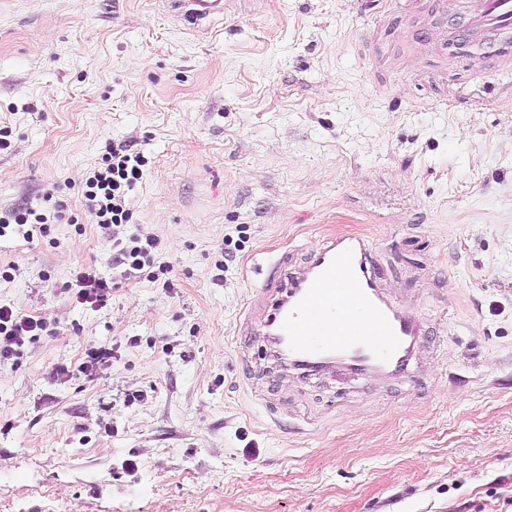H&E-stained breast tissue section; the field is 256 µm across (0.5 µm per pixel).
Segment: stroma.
Returning <instances> with one entry per match:
<instances>
[{
	"label": "stroma",
	"instance_id": "obj_1",
	"mask_svg": "<svg viewBox=\"0 0 512 512\" xmlns=\"http://www.w3.org/2000/svg\"><path fill=\"white\" fill-rule=\"evenodd\" d=\"M224 2L191 32L164 0H0V213L67 203L0 237V306L53 325L0 366V512H512V66L449 53L472 0ZM110 142L148 160L125 235L163 280L83 206ZM336 234L424 324L413 379L303 378L246 328L267 261ZM85 272L107 307L69 299ZM112 354H114V349L106 346L90 350L87 352L83 361L78 365V371L89 380H94L98 370L109 364Z\"/></svg>",
	"mask_w": 512,
	"mask_h": 512
}]
</instances>
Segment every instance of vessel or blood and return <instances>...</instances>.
<instances>
[{"label":"vessel or blood","instance_id":"1","mask_svg":"<svg viewBox=\"0 0 512 512\" xmlns=\"http://www.w3.org/2000/svg\"><path fill=\"white\" fill-rule=\"evenodd\" d=\"M183 25L195 29L223 14L224 0H167ZM476 37L492 36L490 55L512 62V0H478L467 14ZM266 310L254 319L270 351L308 376L343 368L354 374L405 375L422 333L411 310L388 298L368 242L360 236H334L293 269L279 255L265 282Z\"/></svg>","mask_w":512,"mask_h":512}]
</instances>
